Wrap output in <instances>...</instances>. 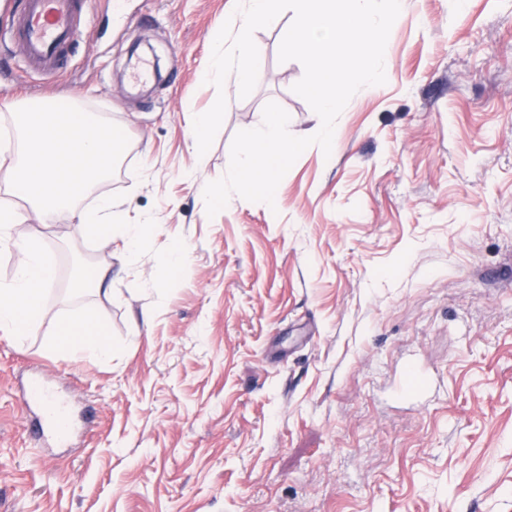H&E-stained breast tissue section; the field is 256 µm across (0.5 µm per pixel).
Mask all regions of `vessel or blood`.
<instances>
[{"label": "vessel or blood", "instance_id": "b4317fda", "mask_svg": "<svg viewBox=\"0 0 512 512\" xmlns=\"http://www.w3.org/2000/svg\"><path fill=\"white\" fill-rule=\"evenodd\" d=\"M89 0H26V9L14 26L12 37L19 45L24 65L34 72L61 70L71 34L87 17ZM27 397L39 409L32 419L38 439L67 443L73 431L67 421L65 401L52 387L34 379Z\"/></svg>", "mask_w": 512, "mask_h": 512}]
</instances>
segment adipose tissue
Returning <instances> with one entry per match:
<instances>
[{"label": "adipose tissue", "instance_id": "ef3b65f1", "mask_svg": "<svg viewBox=\"0 0 512 512\" xmlns=\"http://www.w3.org/2000/svg\"><path fill=\"white\" fill-rule=\"evenodd\" d=\"M55 278V268L38 239L31 238L17 247L12 278L0 283V332L21 339L42 316L44 296ZM62 346L88 351L106 358L112 344L93 315L65 321L59 330Z\"/></svg>", "mask_w": 512, "mask_h": 512}]
</instances>
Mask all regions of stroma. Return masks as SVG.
<instances>
[{
	"label": "stroma",
	"mask_w": 512,
	"mask_h": 512,
	"mask_svg": "<svg viewBox=\"0 0 512 512\" xmlns=\"http://www.w3.org/2000/svg\"><path fill=\"white\" fill-rule=\"evenodd\" d=\"M235 4L91 0L54 74L0 43V153L13 103L80 97L129 145L79 207L120 194L155 250L187 254L162 298L153 254L127 261L67 216L26 211L0 243V282L33 236L55 266L41 324L0 337V512H512V0H407L386 82L349 100L331 155L307 148L274 206L235 195L210 218L204 187L267 103L294 135L320 124L292 90L302 64L278 60L292 13L254 32L248 97L204 82ZM140 59L156 74L138 91ZM220 93L201 162L188 125ZM86 311L110 358L55 346ZM33 376L68 401L78 447L30 435Z\"/></svg>",
	"instance_id": "1"
}]
</instances>
